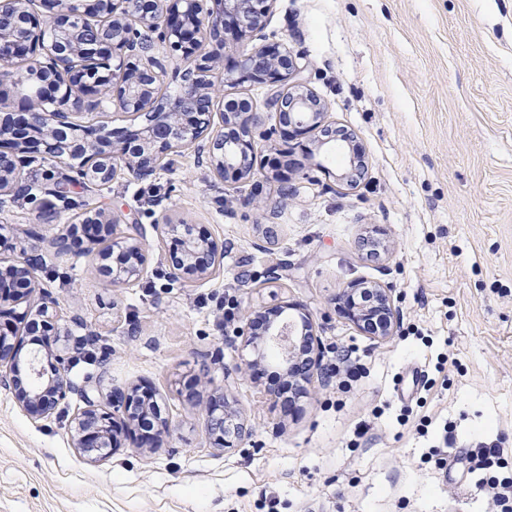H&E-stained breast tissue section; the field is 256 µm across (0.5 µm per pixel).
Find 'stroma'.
I'll return each mask as SVG.
<instances>
[{
	"label": "stroma",
	"instance_id": "stroma-1",
	"mask_svg": "<svg viewBox=\"0 0 512 512\" xmlns=\"http://www.w3.org/2000/svg\"><path fill=\"white\" fill-rule=\"evenodd\" d=\"M264 33L298 54L353 145L259 138L252 175L236 183L192 146L146 180L0 197V259L43 240L37 278L58 299L62 343L92 335L110 359L106 387L155 391L170 424L164 448L128 439L93 466L71 445L73 407L36 422L0 387V512H492L455 453L512 449V0H276ZM95 214L120 216V234L142 227L150 257L138 282L100 275L96 243L51 247ZM164 216L223 242L214 277L170 276L153 230ZM277 263L282 278L268 282ZM355 280L391 288L389 339L340 312ZM228 302L297 304L326 360L354 349L362 373L344 390L307 384L292 409L262 399L274 349L242 348ZM254 357L260 366L239 373ZM413 370L422 403L402 425L396 388ZM218 392L253 428L221 454L204 423ZM447 425L455 443L440 468L429 452Z\"/></svg>",
	"mask_w": 512,
	"mask_h": 512
}]
</instances>
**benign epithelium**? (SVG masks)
Instances as JSON below:
<instances>
[{
    "label": "benign epithelium",
    "mask_w": 512,
    "mask_h": 512,
    "mask_svg": "<svg viewBox=\"0 0 512 512\" xmlns=\"http://www.w3.org/2000/svg\"><path fill=\"white\" fill-rule=\"evenodd\" d=\"M275 0H224V11L212 15L205 9L206 0H39L32 9L29 0H0V12L10 10L18 19V29L0 30V82L31 81L33 92L25 99L23 112L0 117V194L13 191L19 179L16 162L19 155L41 154L62 162L73 156L86 160V168L77 170L82 179L107 180L121 171L138 179H147L159 167L160 160L195 142L212 126V112L199 107L198 101L213 102L223 94L224 86L245 82L275 84L277 89L266 104V114L253 111L247 99L233 101L221 114V130L210 142V163L224 181L241 180L253 171L246 159L253 156L255 137L270 138L288 131L301 135L333 127L328 121L326 104L308 88L304 67L298 55L284 47L263 45L245 49L241 58L212 72L219 58L197 51L198 35L220 48L224 31L234 30L240 39L260 34ZM157 33V39L168 41L186 55L185 72L193 78L178 94L163 101L156 95L162 65L154 56L155 41L142 34ZM27 58L33 66L22 76L10 72L13 59ZM84 109L143 112L147 125L132 137L111 142L110 148L89 156L88 147L103 136L101 131L80 127L76 118ZM183 224H164L161 242L178 239V248L168 252L171 273L186 282L205 280L213 274L224 256V245L217 241L183 233ZM38 247L30 254L6 266H0V304L15 303L24 290L35 288ZM116 256L117 265L102 264L99 270L112 279V284L135 282L147 272L149 258L141 242L140 229L112 241V249L100 259ZM359 289L372 292L381 309L384 324L376 338L393 335L396 324L390 304V289L382 283L354 282L341 300L347 317L360 329L366 315L347 304ZM57 307L48 293L39 298L35 317L27 320L26 333L41 324L42 343L48 348L50 368L30 363L27 380L20 379L17 369L19 342L8 329L0 328V386L12 390L19 407L34 419L51 418L58 407L72 397L83 406L77 407L70 424L73 447L90 464L98 465L118 448L124 427L142 424L152 416L147 430H139L140 448L151 451L169 435V426L157 405L145 398L151 394L135 386L114 388L106 394L105 404L91 399L82 386L69 376L67 363L71 348L57 347L58 338L49 312ZM259 313L244 314L239 336L245 345L253 346L255 321ZM305 323L303 343L305 371L299 378H314L324 387L333 382L322 363L312 318L302 314ZM264 340L279 349V365L291 377L295 367V347L288 318L268 325ZM205 430L212 448L224 452L236 448L252 435V428L224 402V395L210 399L205 407Z\"/></svg>",
    "instance_id": "benign-epithelium-1"
}]
</instances>
